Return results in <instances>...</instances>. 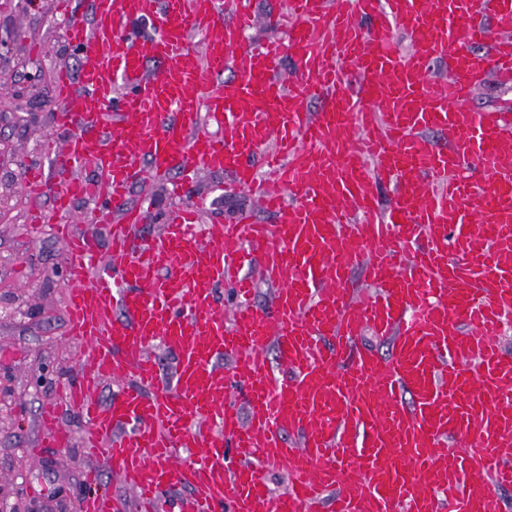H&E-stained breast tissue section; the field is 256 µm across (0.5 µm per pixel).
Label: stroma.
Listing matches in <instances>:
<instances>
[{"label":"stroma","mask_w":512,"mask_h":512,"mask_svg":"<svg viewBox=\"0 0 512 512\" xmlns=\"http://www.w3.org/2000/svg\"><path fill=\"white\" fill-rule=\"evenodd\" d=\"M66 22L56 0H0V496L20 512H82L84 473L97 466L100 490L119 497L125 512H136L134 496L105 461L86 454L87 429L66 401L65 384L90 355L89 346L69 334L66 315L67 244L52 224L31 227L34 200L22 183L25 165H47L41 146L52 129L58 67L78 70L80 52L63 38ZM41 42L30 53L29 40ZM224 175L201 172L187 189L148 182L131 199L148 205L147 234L158 233L168 214L198 206L206 223L220 225L253 208L247 194L227 196ZM53 403L59 422L72 433L68 448H46L32 459L43 433L40 411Z\"/></svg>","instance_id":"1"}]
</instances>
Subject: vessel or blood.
Segmentation results:
<instances>
[{"mask_svg": "<svg viewBox=\"0 0 512 512\" xmlns=\"http://www.w3.org/2000/svg\"><path fill=\"white\" fill-rule=\"evenodd\" d=\"M250 5L93 0L85 18L61 0L84 62L59 68L52 166L23 183L51 202L32 223L54 218L68 239L69 332L93 350L67 386L84 446L140 512H503L512 114L471 102L480 79L512 85V0H286L268 20L286 37L248 44ZM145 19L155 33L128 37ZM204 170L273 223L244 210L206 229L187 208L134 236L151 213L133 187ZM77 198L110 227L108 257L94 228L73 232ZM366 335L390 355L358 349ZM159 347L176 354L170 374ZM41 419L43 447L70 446L56 405ZM274 471L288 477L277 494ZM85 483L84 512H124L98 470ZM176 487L189 496L167 501Z\"/></svg>", "mask_w": 512, "mask_h": 512, "instance_id": "b4317fda", "label": "vessel or blood"}]
</instances>
